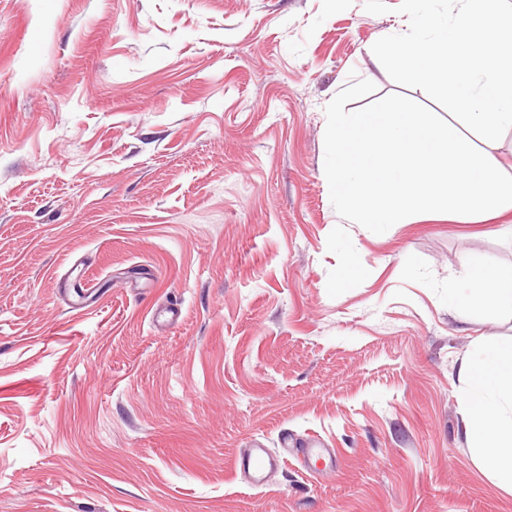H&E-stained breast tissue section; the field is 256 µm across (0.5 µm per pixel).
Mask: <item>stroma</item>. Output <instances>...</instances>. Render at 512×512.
Returning a JSON list of instances; mask_svg holds the SVG:
<instances>
[{
  "label": "stroma",
  "mask_w": 512,
  "mask_h": 512,
  "mask_svg": "<svg viewBox=\"0 0 512 512\" xmlns=\"http://www.w3.org/2000/svg\"><path fill=\"white\" fill-rule=\"evenodd\" d=\"M386 3L0 0V512H512L461 370L512 309L448 295L512 274V211L376 234L330 200L352 77L431 103L368 59ZM284 437L335 468L241 481Z\"/></svg>",
  "instance_id": "obj_1"
}]
</instances>
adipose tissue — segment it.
Instances as JSON below:
<instances>
[{
    "mask_svg": "<svg viewBox=\"0 0 512 512\" xmlns=\"http://www.w3.org/2000/svg\"><path fill=\"white\" fill-rule=\"evenodd\" d=\"M453 298L468 313L512 309V277L496 271L469 274ZM462 370L481 373L465 394V429L484 468L512 478V351L478 347Z\"/></svg>",
    "mask_w": 512,
    "mask_h": 512,
    "instance_id": "obj_1",
    "label": "adipose tissue"
}]
</instances>
